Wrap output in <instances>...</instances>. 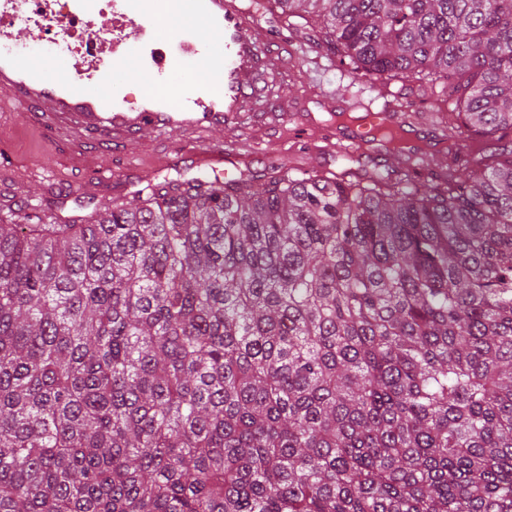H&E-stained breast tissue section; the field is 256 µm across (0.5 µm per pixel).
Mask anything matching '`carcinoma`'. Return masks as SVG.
<instances>
[{"label":"carcinoma","instance_id":"1","mask_svg":"<svg viewBox=\"0 0 512 512\" xmlns=\"http://www.w3.org/2000/svg\"><path fill=\"white\" fill-rule=\"evenodd\" d=\"M512 133V0H250ZM0 214V512H512V146Z\"/></svg>","mask_w":512,"mask_h":512}]
</instances>
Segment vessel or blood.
<instances>
[{
	"label": "vessel or blood",
	"mask_w": 512,
	"mask_h": 512,
	"mask_svg": "<svg viewBox=\"0 0 512 512\" xmlns=\"http://www.w3.org/2000/svg\"><path fill=\"white\" fill-rule=\"evenodd\" d=\"M50 10V0H0V108L36 135L68 124L76 159L88 132L119 145L148 130L174 132L173 159L215 173L233 172L251 156L250 141L219 133L258 90L262 68L284 62L265 53L272 31L246 0H112L111 40L96 41L80 62L40 30ZM141 72L149 81L133 105L126 90ZM407 121L401 106L388 104L361 120L350 142L365 148L372 126L399 130Z\"/></svg>",
	"instance_id": "obj_1"
}]
</instances>
